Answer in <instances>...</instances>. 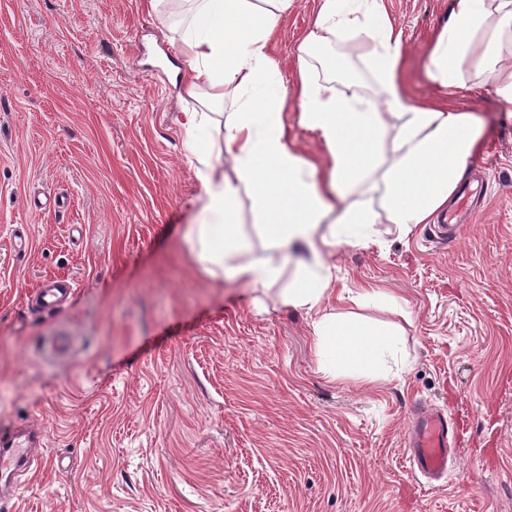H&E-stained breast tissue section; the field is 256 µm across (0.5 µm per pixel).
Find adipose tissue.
Segmentation results:
<instances>
[{
    "label": "adipose tissue",
    "instance_id": "ef3b65f1",
    "mask_svg": "<svg viewBox=\"0 0 512 512\" xmlns=\"http://www.w3.org/2000/svg\"><path fill=\"white\" fill-rule=\"evenodd\" d=\"M294 0H190L177 31L188 61L185 93L203 109L186 115L192 161L205 203L185 237L205 275L268 290L294 273L278 298L313 313V346L328 373L368 371L393 350L389 333L330 312L336 285L325 253L358 244L375 225L398 233L427 224L454 200L480 146L482 124L449 98L471 91L465 67L512 102V0H452L432 44L427 74L444 91L412 98L402 70L403 31L387 0H318L312 27L295 47L297 78L286 88L270 41ZM344 32L373 43L378 94L335 79L344 55L329 54ZM330 71L315 78L313 60ZM295 98L301 125L323 146L305 157L283 122ZM230 157L232 175L221 160ZM248 190L264 252L243 258L235 204Z\"/></svg>",
    "mask_w": 512,
    "mask_h": 512
}]
</instances>
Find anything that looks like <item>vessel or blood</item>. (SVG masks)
I'll use <instances>...</instances> for the list:
<instances>
[{"label":"vessel or blood","mask_w":512,"mask_h":512,"mask_svg":"<svg viewBox=\"0 0 512 512\" xmlns=\"http://www.w3.org/2000/svg\"><path fill=\"white\" fill-rule=\"evenodd\" d=\"M40 429L21 431L9 438L0 437V482L10 483L14 476L36 472L40 458L33 450ZM410 465L414 473L437 477L448 469L453 455L451 424L444 413L418 409L414 413L410 436Z\"/></svg>","instance_id":"b4317fda"}]
</instances>
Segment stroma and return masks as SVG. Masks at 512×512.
Here are the masks:
<instances>
[{"instance_id": "35a3bbf8", "label": "stroma", "mask_w": 512, "mask_h": 512, "mask_svg": "<svg viewBox=\"0 0 512 512\" xmlns=\"http://www.w3.org/2000/svg\"><path fill=\"white\" fill-rule=\"evenodd\" d=\"M388 4L407 92L435 97L425 53L451 0ZM315 11L295 0L272 37L285 86ZM181 19L148 0H0V435L44 430L43 468L0 489V512H512V104L490 86L452 101L483 121L487 176L454 244L415 224L328 257L337 285L399 300L337 304L399 354L332 380L310 313L192 259ZM63 280L69 304L35 305ZM422 405L455 423L439 480L409 464Z\"/></svg>"}]
</instances>
